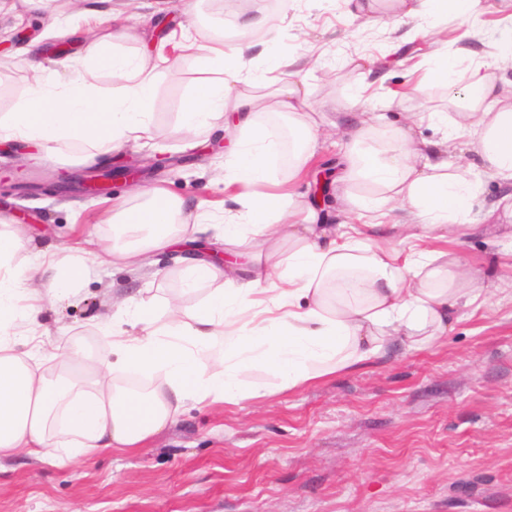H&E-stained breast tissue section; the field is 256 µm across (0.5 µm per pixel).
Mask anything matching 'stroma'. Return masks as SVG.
<instances>
[{"label":"stroma","instance_id":"1","mask_svg":"<svg viewBox=\"0 0 512 512\" xmlns=\"http://www.w3.org/2000/svg\"><path fill=\"white\" fill-rule=\"evenodd\" d=\"M272 11L282 22L274 34L254 32L246 54L250 75L280 89L305 86L321 124L369 113L379 137L412 112L455 114L445 84L428 81L417 92L415 82L441 57L461 72L494 64L489 44L512 25L499 0H487L486 12L469 21L452 13L407 19L394 0H376L354 21L338 0H252L246 9L256 16ZM237 22L213 10L212 0H83L76 9L71 0H49L40 12L14 0L13 11L0 16V114L28 90V48L43 49L46 65L64 78L111 40L147 57L154 88L143 138L96 154L95 166L139 156L159 165L142 192L134 186L99 197L1 192L0 225L21 230L31 249L51 244L66 255L90 234L111 244L114 210L143 207L154 186L179 201L221 205L224 153L206 147H232L244 132L219 120L186 144L182 112L202 73L171 37L232 45ZM59 42L69 45L68 54L50 53ZM271 54L298 65L270 70ZM347 147L344 138L320 142L305 175L291 180L296 206L310 203L312 175L335 167ZM92 152V145L75 141L37 154L18 142L0 151V171L19 168L32 180L81 172ZM472 179L479 207H496V221L428 242L476 279L477 300L459 307L447 335L395 347L292 391L279 390L274 371L251 370L243 387L265 386L267 396L210 406L186 400L174 423L136 452L115 449L64 466L16 455L0 462V512H512V208L502 206L508 189L489 172L475 170ZM349 191L352 205L331 204L337 223L363 225L367 240L398 246L409 216L395 211L370 226L359 201L381 198L383 190L356 183ZM148 261L138 274L91 268L81 289L46 306L37 333L62 351L106 359L100 323L111 318L114 296L148 288L163 323L172 298L195 310L206 289L183 291V266L167 252L150 253Z\"/></svg>","mask_w":512,"mask_h":512}]
</instances>
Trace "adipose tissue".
I'll list each match as a JSON object with an SVG mask.
<instances>
[{"mask_svg": "<svg viewBox=\"0 0 512 512\" xmlns=\"http://www.w3.org/2000/svg\"><path fill=\"white\" fill-rule=\"evenodd\" d=\"M404 16L455 13L470 19L484 10V0H399ZM276 30L273 18L245 17L237 24L239 43L231 48L184 43L196 52L207 74L183 112V127L194 134L218 119L233 115L249 132L225 164L226 184L253 187L242 218L222 227L224 254L233 265L223 267L202 257H186L184 284L213 289L190 321L179 304H171L172 323L155 325L151 302L129 296L120 301L138 335L107 323L112 363L85 358L79 367L71 355L45 347L34 332L22 331L49 298L80 289L87 278L86 257L101 267L139 266L148 249L182 253L184 238L174 225L181 206L162 188H154L148 206L127 210L112 245L88 238L83 255L59 257L52 250L26 252L21 237L0 231V460L21 452L76 461L108 448H140L174 421L187 399L200 403H235L262 397L256 385L243 390L239 377L265 367L275 371L280 387L294 390L354 364H363L398 344H421L425 335L447 333L473 276L462 266L437 265V252L409 248L396 252L364 241L351 224H325L313 210L293 209V196L264 191L270 180L267 160L276 145L261 128L256 96L229 94L241 83L244 53L257 26ZM104 71L121 82L119 91L89 80ZM28 92L0 119V137L36 146L81 140L98 151L140 139L147 129L153 74L144 61L103 44L86 72L62 81L48 74L40 59L30 63ZM434 76L448 85L459 112H418L408 127L394 131L383 146L348 153L339 176L341 186L369 182L382 188L392 209L414 212L426 227L465 226L475 206L476 187L469 175L488 170L512 185V79L479 64L457 76L449 61L437 63ZM308 95L300 85L276 100L287 115L293 137L289 174H296L313 153L318 126L307 113ZM446 127L439 144L415 140L412 129L422 123ZM474 150L456 171L446 153L458 140ZM276 237L288 244L280 284L266 293L261 284L273 276L258 254L243 247L248 237ZM224 344V367L210 371L203 357ZM58 361L47 375L42 362ZM163 373L164 385L149 392L123 390L114 370Z\"/></svg>", "mask_w": 512, "mask_h": 512, "instance_id": "ef3b65f1", "label": "adipose tissue"}]
</instances>
